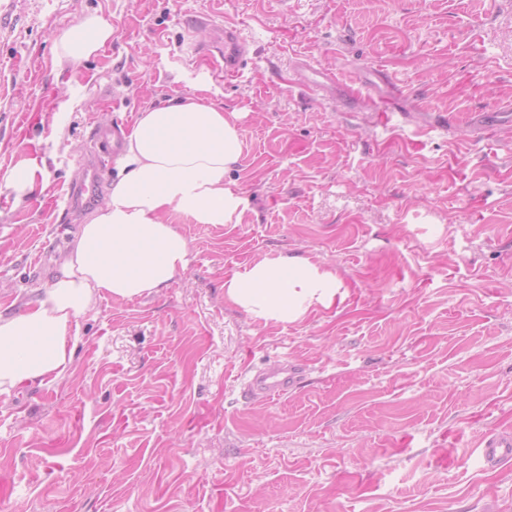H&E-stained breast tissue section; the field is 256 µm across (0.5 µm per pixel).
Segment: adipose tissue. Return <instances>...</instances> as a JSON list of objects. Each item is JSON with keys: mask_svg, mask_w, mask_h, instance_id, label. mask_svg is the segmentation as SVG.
Instances as JSON below:
<instances>
[{"mask_svg": "<svg viewBox=\"0 0 512 512\" xmlns=\"http://www.w3.org/2000/svg\"><path fill=\"white\" fill-rule=\"evenodd\" d=\"M111 38V25L91 14L59 37L58 55L77 64ZM237 118L203 93L137 114L112 189L69 243L55 278L20 311L0 314V395L63 378L79 320L99 299L139 298L186 270L189 242L170 214L238 223L243 198L228 178L244 149ZM341 286L335 268L279 254L227 278L224 296L257 320L285 323L331 308Z\"/></svg>", "mask_w": 512, "mask_h": 512, "instance_id": "obj_1", "label": "adipose tissue"}]
</instances>
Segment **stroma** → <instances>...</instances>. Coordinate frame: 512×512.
<instances>
[{"instance_id": "35a3bbf8", "label": "stroma", "mask_w": 512, "mask_h": 512, "mask_svg": "<svg viewBox=\"0 0 512 512\" xmlns=\"http://www.w3.org/2000/svg\"><path fill=\"white\" fill-rule=\"evenodd\" d=\"M97 13L112 38L59 63ZM238 26L224 78L194 45ZM310 65L361 80L314 91ZM208 86L240 113L236 224L173 216L186 271L79 321L68 373L0 396V512H512V0H0V313L33 299L86 223L66 200L93 131ZM336 268L335 305L263 324L224 281L263 256ZM303 365L264 401L236 377ZM112 38V26L96 14H90L65 31L57 40L59 57L78 64L96 55ZM216 30L219 37L213 48H216V52L221 58L224 57V78H233L239 74L243 65L245 40L235 27H218ZM39 176L44 183L43 170L34 161H26V163L8 172L3 177V181L7 188L12 189L18 196H22L35 190ZM479 448L480 460L486 469H495L512 461V434H492Z\"/></svg>"}]
</instances>
